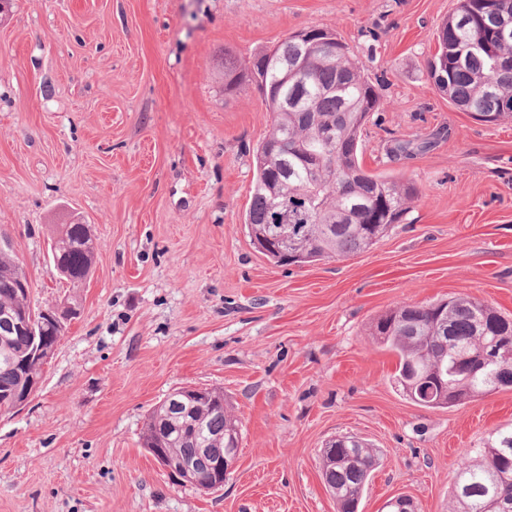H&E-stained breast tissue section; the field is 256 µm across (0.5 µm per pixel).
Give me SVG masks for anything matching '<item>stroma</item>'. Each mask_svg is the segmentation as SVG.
Instances as JSON below:
<instances>
[{
  "mask_svg": "<svg viewBox=\"0 0 512 512\" xmlns=\"http://www.w3.org/2000/svg\"><path fill=\"white\" fill-rule=\"evenodd\" d=\"M457 0H14L0 19V233L33 309L77 299L37 391L0 414V512H336L318 467L335 435L381 452L359 512L405 494L449 512L470 451L512 430V387L431 409L393 383L369 326L468 296L512 316V121L460 111L429 76ZM335 31L381 86L363 167L418 196L372 249L278 266L245 226L271 114L224 56ZM428 138L405 159L397 143ZM96 243L60 279L56 225ZM221 387L241 421L223 488L171 478L143 448L172 390Z\"/></svg>",
  "mask_w": 512,
  "mask_h": 512,
  "instance_id": "35a3bbf8",
  "label": "stroma"
}]
</instances>
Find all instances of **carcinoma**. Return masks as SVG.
<instances>
[{
  "label": "carcinoma",
  "mask_w": 512,
  "mask_h": 512,
  "mask_svg": "<svg viewBox=\"0 0 512 512\" xmlns=\"http://www.w3.org/2000/svg\"><path fill=\"white\" fill-rule=\"evenodd\" d=\"M512 28V0H459L457 10L440 25L438 49L430 76L449 100L475 116L498 121L512 117V38L498 40L494 29ZM282 37L273 47L281 65L265 63L266 52L252 61L224 55V93L242 80L259 74L271 126L257 148L255 180L246 226L253 244L277 265L309 264L348 258L369 250L393 225L400 223L417 196L416 187L395 178L366 171L359 159L361 137L380 94L365 76L364 66L336 33L320 27ZM301 65L300 82L283 83V65ZM288 219L295 259L271 248L274 234ZM86 225L64 224L51 246L54 267L74 288L92 268L95 248ZM27 278L16 254L0 251V411L16 409L15 394L25 393L42 369L31 358V337L13 326L12 319L34 318L42 344L54 346L64 328L32 309L29 293L17 286ZM448 311L437 325L434 309ZM502 332L512 333V318L484 303L453 296L412 310L405 321L379 317L370 335L397 359L394 383L414 403L427 408L448 407L437 390L431 399L410 390L423 383L437 363L449 369L465 348L490 343ZM447 392L479 397L512 386V371L491 363L469 377L447 375ZM201 403L202 431L198 434L170 424L176 410L166 403L155 407L141 434L142 445L159 448L173 459L195 464L203 475L209 464L198 449L229 447L224 426L238 423L224 405V389H206ZM380 464V452L368 443L340 448L336 462L323 463L325 487L336 500L337 512H358L364 490ZM451 512H512V430L476 452L471 464L456 476Z\"/></svg>",
  "instance_id": "carcinoma-1"
}]
</instances>
